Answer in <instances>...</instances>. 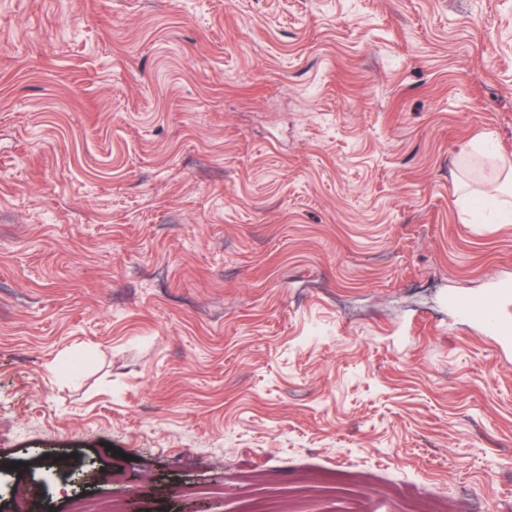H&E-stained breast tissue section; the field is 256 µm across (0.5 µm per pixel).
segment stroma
<instances>
[{
  "label": "stroma",
  "instance_id": "35a3bbf8",
  "mask_svg": "<svg viewBox=\"0 0 512 512\" xmlns=\"http://www.w3.org/2000/svg\"><path fill=\"white\" fill-rule=\"evenodd\" d=\"M512 0H0V512H512ZM461 318L465 320L480 319L490 323L496 329L499 337L510 340L512 339V324H504L498 321L491 311L484 305L475 303H462L458 307Z\"/></svg>",
  "mask_w": 512,
  "mask_h": 512
}]
</instances>
